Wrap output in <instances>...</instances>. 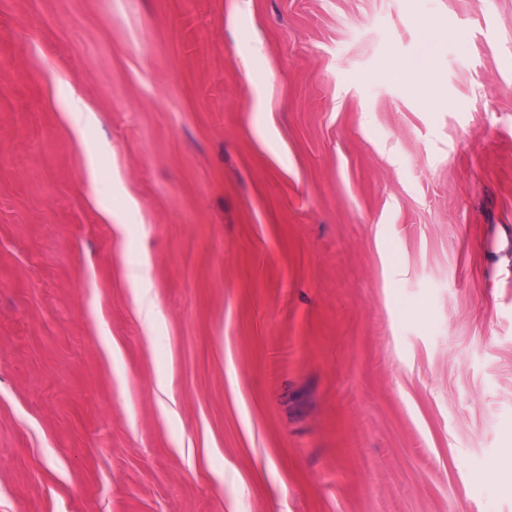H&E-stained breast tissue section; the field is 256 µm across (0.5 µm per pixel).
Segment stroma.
I'll return each mask as SVG.
<instances>
[{
	"label": "stroma",
	"instance_id": "35a3bbf8",
	"mask_svg": "<svg viewBox=\"0 0 512 512\" xmlns=\"http://www.w3.org/2000/svg\"><path fill=\"white\" fill-rule=\"evenodd\" d=\"M511 476L512 0H0V512Z\"/></svg>",
	"mask_w": 512,
	"mask_h": 512
}]
</instances>
